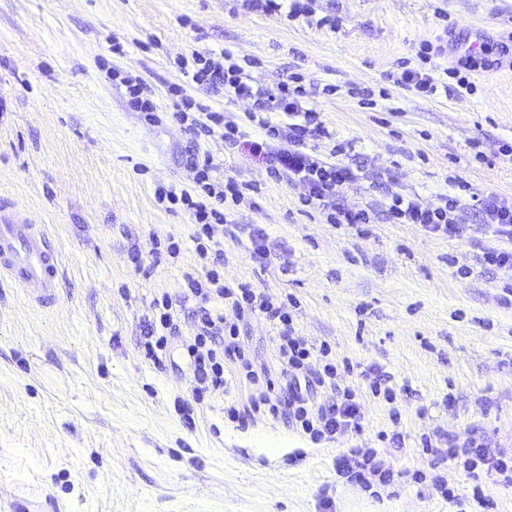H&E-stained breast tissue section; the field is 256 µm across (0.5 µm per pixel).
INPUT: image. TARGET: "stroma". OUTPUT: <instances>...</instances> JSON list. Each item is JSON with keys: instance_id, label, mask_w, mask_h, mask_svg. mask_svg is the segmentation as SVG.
Returning <instances> with one entry per match:
<instances>
[{"instance_id": "obj_1", "label": "stroma", "mask_w": 512, "mask_h": 512, "mask_svg": "<svg viewBox=\"0 0 512 512\" xmlns=\"http://www.w3.org/2000/svg\"><path fill=\"white\" fill-rule=\"evenodd\" d=\"M310 16L268 14L250 0H0V202L44 225L62 258L60 303L32 307L0 284V496L48 497L61 512H512L502 475L467 478L461 460L423 446L478 432L512 457V272L489 266L493 243L474 200L512 203V0H312ZM335 27L319 26L322 17ZM124 46L112 52L113 41ZM442 49L434 77L472 43L489 42L487 65L470 71L474 93L422 98L396 85L419 47ZM233 52L254 59L255 83L276 88L303 76L308 105L329 138L310 150L362 177L346 207L366 224H331L302 206L301 185L272 178L246 146L215 137L201 145L218 178L254 187V205L227 210L213 235L227 282L286 300L296 336L328 342L357 395L363 430L313 443L280 418L253 413V396L279 374V329L253 317L240 340L260 373L194 404L195 381L180 343L165 367L139 341L151 303L178 295L200 273L184 212L154 199L157 185L190 187L181 162L186 134L167 96L185 84L177 57ZM138 75L155 91L159 122L127 103L108 68ZM188 94L233 113L250 139L247 102L185 84ZM372 94V107L357 90ZM441 206L460 196L463 238L382 217L386 189ZM261 230L267 262L250 255ZM174 237L179 259L151 255ZM139 245L143 267L127 257ZM395 398L374 395V373ZM248 415L238 427L224 413ZM397 433L390 447L380 433ZM370 452L389 482L340 477L339 454ZM456 498L442 497L441 488Z\"/></svg>"}]
</instances>
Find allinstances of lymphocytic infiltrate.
Wrapping results in <instances>:
<instances>
[{"mask_svg": "<svg viewBox=\"0 0 512 512\" xmlns=\"http://www.w3.org/2000/svg\"><path fill=\"white\" fill-rule=\"evenodd\" d=\"M175 65L191 83L223 92L227 101L253 104V111L247 112L246 117L261 130L263 139L251 143L250 150L262 159L271 175L303 186L304 206L326 210L332 224L369 223L366 211L336 205L345 186L358 178L357 171L340 160L344 146H334V159L330 162L308 151L309 140L328 137L329 132L319 112L307 106V93L299 84V75L286 77L272 92L254 83L244 66L227 52L216 57L195 51L178 57ZM167 94L173 101L177 123L191 140L185 166L194 177L188 189L158 186L154 198L164 210L180 209L189 215L195 226V252L204 272L187 275L178 296L164 293L154 298L153 321L140 342L146 357L161 364L170 339L180 334L177 305L196 302L193 334L185 341L184 350L196 381L194 399L202 401L205 392L223 388L225 360L237 361L238 372L246 380L256 378L253 364L239 342V324L251 316L263 315L280 327V375L277 382L268 383L266 392L253 399V409L264 408L273 417L288 418L315 443L335 441L349 431L359 432L360 404L353 390L341 386L330 344L314 346L296 338L293 319L283 307L247 284L226 283L222 271L224 255L210 245L215 228L226 221V204H240L244 192L242 184L235 180L215 178L217 166L209 154L201 152L200 141L217 136L225 145L234 147L240 144L243 131L233 117L185 94L182 85L171 84ZM391 200L388 214L399 223L418 224L431 234L449 238L464 232L457 217L458 199H445L442 206L433 209L399 193L392 194ZM317 388L326 390L324 402H315L313 391ZM444 454L451 459L466 456L465 468L470 473L481 465L500 475L512 469L505 459L492 456L483 442L473 437L461 443L449 439Z\"/></svg>", "mask_w": 512, "mask_h": 512, "instance_id": "1", "label": "lymphocytic infiltrate"}]
</instances>
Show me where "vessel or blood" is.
I'll list each match as a JSON object with an SVG mask.
<instances>
[{
	"mask_svg": "<svg viewBox=\"0 0 512 512\" xmlns=\"http://www.w3.org/2000/svg\"><path fill=\"white\" fill-rule=\"evenodd\" d=\"M59 252L47 230L19 221L10 205H0V279L25 287L37 306L58 300Z\"/></svg>",
	"mask_w": 512,
	"mask_h": 512,
	"instance_id": "vessel-or-blood-1",
	"label": "vessel or blood"
}]
</instances>
